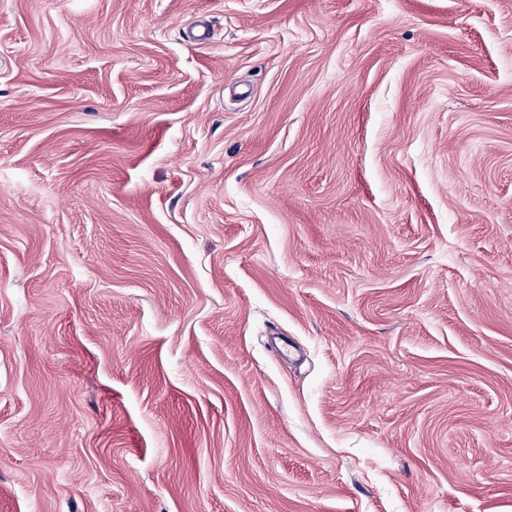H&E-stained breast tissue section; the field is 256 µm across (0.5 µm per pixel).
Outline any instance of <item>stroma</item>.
Here are the masks:
<instances>
[{
	"label": "stroma",
	"instance_id": "1",
	"mask_svg": "<svg viewBox=\"0 0 512 512\" xmlns=\"http://www.w3.org/2000/svg\"><path fill=\"white\" fill-rule=\"evenodd\" d=\"M0 512H512V0H0Z\"/></svg>",
	"mask_w": 512,
	"mask_h": 512
}]
</instances>
